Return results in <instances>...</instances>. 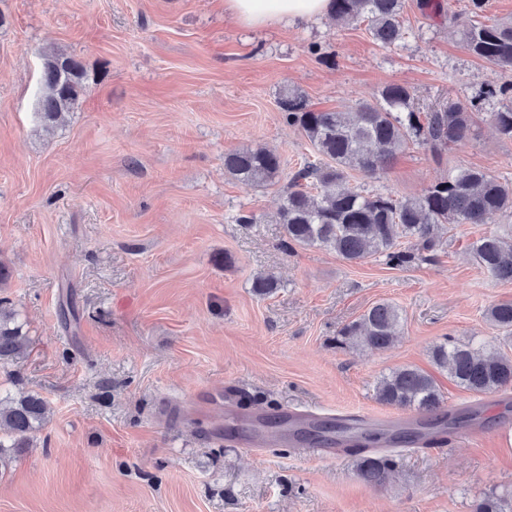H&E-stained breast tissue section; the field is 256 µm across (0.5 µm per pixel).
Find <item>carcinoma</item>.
I'll use <instances>...</instances> for the list:
<instances>
[{
	"mask_svg": "<svg viewBox=\"0 0 512 512\" xmlns=\"http://www.w3.org/2000/svg\"><path fill=\"white\" fill-rule=\"evenodd\" d=\"M331 12L342 23L363 21L372 39L382 47L399 43L405 35L404 0H331ZM463 47L472 56L502 69L512 68V20L452 19ZM84 66L66 53L45 55L39 97V118L46 126L63 122L86 95ZM485 96L498 100L489 119L498 133L512 139V84L490 85ZM284 120L297 127L319 157L298 170L288 184L275 213L283 225L284 246H319L343 260L361 263L378 256L387 265L403 266L413 255L400 248L408 239L428 250L437 243L445 224H482L492 213L512 214V183L471 166H454L448 177L421 196L398 200L390 194L350 188V172L377 175L409 144L416 142L439 160L469 135L473 110L450 104L421 112L409 89L385 86L373 102L354 112L315 111L295 88H286L278 100ZM224 170L247 186L272 185L281 173L280 155L273 149L243 147L224 154ZM318 192L311 197L310 189ZM473 261L491 279L512 282V234L489 231L471 245ZM486 319L499 331L498 341H458L450 337L430 351L432 363L448 380L476 394H499L512 389V302L490 305ZM404 329L400 308L387 300L375 303L358 320L338 331V344L370 350L389 348ZM28 338L16 312L0 301V365L23 357ZM379 401L424 416L420 427L444 433L474 414H451L435 378L414 365L383 375L376 384ZM48 402L37 393L0 399V433L12 439L10 447L26 448L31 435L47 421ZM392 438L386 433H360L343 440L358 455L357 473L370 487L381 485L395 467L389 455H370L368 448ZM474 512H512V491L485 493Z\"/></svg>",
	"mask_w": 512,
	"mask_h": 512,
	"instance_id": "carcinoma-1",
	"label": "carcinoma"
}]
</instances>
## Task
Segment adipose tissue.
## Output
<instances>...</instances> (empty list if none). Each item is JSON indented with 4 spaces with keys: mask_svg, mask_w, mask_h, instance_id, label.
Instances as JSON below:
<instances>
[{
    "mask_svg": "<svg viewBox=\"0 0 512 512\" xmlns=\"http://www.w3.org/2000/svg\"><path fill=\"white\" fill-rule=\"evenodd\" d=\"M329 0H224V10L250 27L291 24L323 15Z\"/></svg>",
    "mask_w": 512,
    "mask_h": 512,
    "instance_id": "ef3b65f1",
    "label": "adipose tissue"
}]
</instances>
